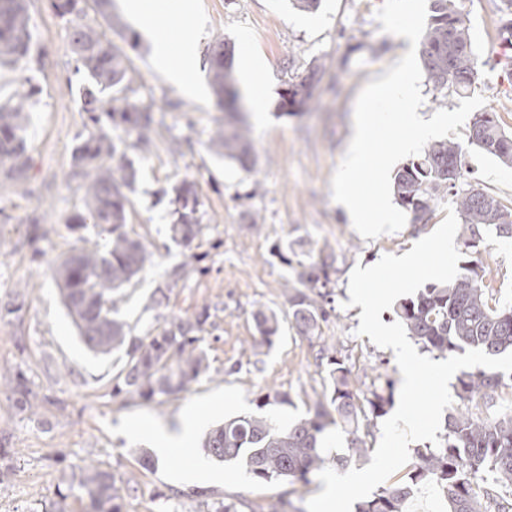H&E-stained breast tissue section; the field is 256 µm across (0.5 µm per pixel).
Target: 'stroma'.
Segmentation results:
<instances>
[{"instance_id":"obj_1","label":"stroma","mask_w":512,"mask_h":512,"mask_svg":"<svg viewBox=\"0 0 512 512\" xmlns=\"http://www.w3.org/2000/svg\"><path fill=\"white\" fill-rule=\"evenodd\" d=\"M113 3L121 27L102 18L93 0L85 4L86 18L127 53L128 97L154 109L148 150L132 147L127 138L117 142L138 171L127 192L125 229L148 254L142 271L119 291L118 311L140 335L209 306L202 346L210 369L161 404L113 394L124 351L88 350L63 304L54 265L98 240L96 228L72 227V217L86 209L85 189L66 178L73 150L92 124L81 96L86 77L71 51L65 19L50 0H28L31 51L19 63L0 64V104L19 90L31 92L24 138L33 161L24 184L0 180V304L24 302L21 319L0 320V448L8 450L13 467L0 484V512H43L51 503L64 512H89L88 498L67 482L89 463L112 471L124 489L123 512H207L209 503L222 500L237 502L240 512H255L272 500L281 512H307V501L324 488L319 479L267 483L237 464L216 461L212 467L221 473L220 481L181 482L177 475L187 467V457L175 452L144 468L139 457L151 454V446L127 426L150 421L172 429L193 407L207 411L215 426L254 412L257 396L269 388L288 394L289 403L266 409L277 424L288 425L322 397L326 347L350 369L359 401L384 388L386 380H400L393 350L356 333L361 311L348 304L349 277L355 266L411 250L446 212L438 206L427 223L409 222L398 232L365 239L333 200L331 179L354 133L360 90L382 77L410 45L383 32L375 18L383 0H321L313 12L295 9L291 0H200L193 20L199 53L226 38L235 44L236 59L255 53L267 62L255 79L268 111H251L243 86L235 88L257 157L246 172L209 148L225 110L208 87L207 67L195 76L205 94H187L155 69L152 42L138 34L123 0ZM499 6L500 0H462L480 68L475 93L512 131V83L495 62L497 41L484 33L486 18L498 16ZM314 61L324 66L315 89L317 106L299 116L283 114L281 89ZM469 134L463 125L456 138L465 147L467 182L511 202L512 167L471 146ZM185 180L196 184L203 227L188 246L169 236L173 188ZM34 214L42 217L36 228L27 222ZM278 246L305 262L321 255L336 259L332 301L318 337L297 335L291 327V272L273 256ZM481 249L497 258L487 269L496 299H512V240L489 235ZM178 266L184 269L181 279L169 285L163 305L155 306V289L168 285ZM264 308L278 313L281 332L271 347L258 348L253 314ZM19 372L38 396L34 412H17L9 400Z\"/></svg>"}]
</instances>
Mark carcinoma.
Here are the masks:
<instances>
[{"mask_svg":"<svg viewBox=\"0 0 512 512\" xmlns=\"http://www.w3.org/2000/svg\"><path fill=\"white\" fill-rule=\"evenodd\" d=\"M56 14L69 24L70 40L81 64L87 85L83 89L84 111L94 128L81 138L73 152L69 178L83 182L87 213L73 223H92L108 235L102 247L83 249L63 258L56 267V282L68 314L85 345L107 355L125 349L128 357L122 385L125 391L146 400L163 403L187 389L208 368L202 337L198 333L210 318L204 306L195 315L174 318L160 331L142 336L117 317L114 294L139 273L146 260L143 243L124 230L128 197L136 179V169L114 139L99 126V113L107 114L112 127L135 138L132 146L145 150L147 132L154 122L153 107L129 99L132 82L127 56L97 29L84 21L83 0H51ZM503 52L500 63L512 79V21L499 31ZM30 19L26 0H0V60L18 62L29 55ZM420 58L433 90L443 97L473 91L478 84L477 59L460 0H431L430 17L421 43ZM208 75L219 102L234 89V43L220 40L207 53ZM322 64L314 61L308 73L289 83L280 93V109L291 115L316 105L311 83L320 81ZM14 105H0V178L15 183L26 179L30 168L23 133L27 95L17 93ZM469 141L504 165L512 166V132L500 124L494 111L478 113L472 122ZM210 144L225 159L249 171L255 164L248 131L229 121L218 125ZM467 167L466 153L452 140L430 144L396 173L394 193L399 204L412 214V222L425 224L436 202L448 197L455 205L462 225L464 245L478 252L484 236L512 240V203L503 204L483 189L458 186ZM176 208L170 237L189 245L202 232L195 185L184 181L176 188ZM335 259L327 255L316 262H297L294 285L288 304L292 328L304 337L318 335L326 319L316 298L331 295L329 285ZM494 287L486 280L483 263L470 260L462 273L447 284H431L414 298L404 300L397 315L407 334L423 347L441 356L465 348L480 349L491 356L512 350V302H493ZM259 338L255 345L270 347L280 333V318L272 309L254 313ZM504 386L500 374L478 369L458 378L457 396L471 400ZM313 414L285 428L277 426L264 408L271 402L288 403L287 394L271 390L260 396L256 411L224 421L205 437V454L219 462H235L252 477L266 482L301 480L324 469L322 434L330 425H341L348 434L349 456L333 460L338 470L349 458L367 455L365 437L369 417L386 414L391 396L373 394L365 410L355 401L351 371L334 355L327 357V384ZM15 409L36 406L23 374L11 386ZM444 443L438 448L417 451L408 480L383 488L373 498L361 502L357 512H403L412 486L430 478L448 500L450 512H512V413L481 419L462 412L445 418ZM488 470L492 481L478 478ZM70 484L88 497L94 512H122L120 488L112 473L88 464L72 474Z\"/></svg>","mask_w":512,"mask_h":512,"instance_id":"carcinoma-1","label":"carcinoma"}]
</instances>
